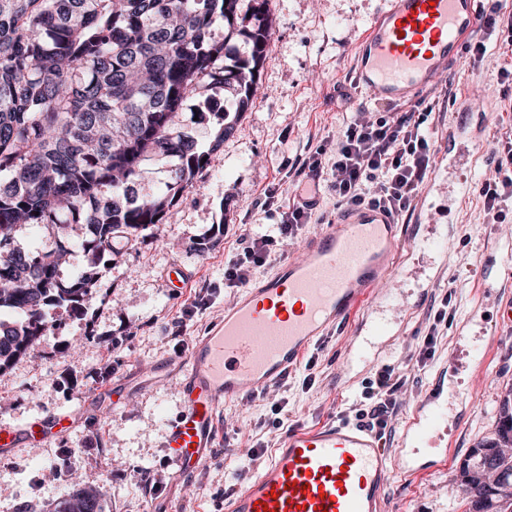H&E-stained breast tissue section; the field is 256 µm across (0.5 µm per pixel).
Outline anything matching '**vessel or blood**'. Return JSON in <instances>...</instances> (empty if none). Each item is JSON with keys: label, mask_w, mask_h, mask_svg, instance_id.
<instances>
[{"label": "vessel or blood", "mask_w": 512, "mask_h": 512, "mask_svg": "<svg viewBox=\"0 0 512 512\" xmlns=\"http://www.w3.org/2000/svg\"><path fill=\"white\" fill-rule=\"evenodd\" d=\"M479 21L476 0H388L357 44L354 82L379 104L416 100L460 57ZM401 234L397 217L383 208H340L307 238L302 258L282 260L244 287L223 317L190 338L173 372L180 411L164 440L176 476L210 461L224 403L257 397L287 378L336 327L356 317L363 335H392L387 321L359 313L400 264ZM79 413L1 422L0 455L49 445L79 426ZM446 421L440 391L429 392L401 437L405 476L447 468V449L425 462L412 453ZM391 474V456L375 432L332 418L291 429L263 469L225 498L224 512H382Z\"/></svg>", "instance_id": "obj_1"}]
</instances>
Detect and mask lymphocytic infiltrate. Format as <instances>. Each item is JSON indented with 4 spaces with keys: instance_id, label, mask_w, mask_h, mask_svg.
<instances>
[{
    "instance_id": "lymphocytic-infiltrate-1",
    "label": "lymphocytic infiltrate",
    "mask_w": 512,
    "mask_h": 512,
    "mask_svg": "<svg viewBox=\"0 0 512 512\" xmlns=\"http://www.w3.org/2000/svg\"><path fill=\"white\" fill-rule=\"evenodd\" d=\"M484 39L467 48L471 61H480L487 52L486 37L512 50V12L501 0H487L481 15ZM429 112H357L330 143V166L312 162L307 166L302 192L279 205V220L265 230H246L243 247L224 266V285L237 288L247 284L257 267L266 263L274 249L297 237L309 223L315 206L311 198L320 182H327L338 205H379L395 214L408 211L418 189L434 164L433 144L424 125ZM483 220L505 223L512 214V134L497 143L494 167L481 185ZM406 383L402 368L379 367L361 392L355 409L357 419L366 422L378 436H385L398 413Z\"/></svg>"
}]
</instances>
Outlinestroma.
Returning a JSON list of instances; mask_svg holds the SVG:
<instances>
[{
	"label": "stroma",
	"instance_id": "1",
	"mask_svg": "<svg viewBox=\"0 0 512 512\" xmlns=\"http://www.w3.org/2000/svg\"><path fill=\"white\" fill-rule=\"evenodd\" d=\"M385 7L386 0H268L273 35L258 91L240 113L235 134L176 204L175 219L144 231L135 244L112 255L84 298L82 315L56 310L55 326L41 336L35 352L0 371V421L7 422L74 409L87 393L117 380L126 386L120 408L102 407L59 442L0 456V512H19L26 504L34 512H53L78 487L102 489V512H222L225 498L254 474L243 466L248 450H257L260 463H267L291 428L348 416L363 383L384 364L404 366L407 376L387 448L397 449L412 411L437 384L454 396L448 436L434 446L452 442L447 469L394 476L385 512H475L463 465L470 448L494 434L500 402L512 389V329L499 322L512 287L498 282L485 291L480 267L485 255L501 252L512 240V226L484 223L478 191L497 141L512 131V85L499 79L500 68L512 65V52L495 46L476 65L461 56L423 93L434 110L427 131L435 145L447 140L465 97L484 136L470 149L472 169L462 172L475 191L464 197L440 192L430 210L399 218L407 235L418 224L447 225L450 245L444 258L414 250L402 273L379 284V292H395L382 309L395 336L376 341L371 362L345 383L342 360L357 336L355 326L338 327L288 378L258 398L224 405L220 444L212 461L193 474L173 478L164 448L165 423L180 410L179 387L172 377L156 382L157 366L173 361L186 339L220 318L236 297V289L224 285V263L238 248L244 227L258 230L275 222L276 213L265 206L268 191L294 195L298 168L320 144L335 137L358 109L378 111L351 74L359 38ZM336 209L334 193L321 186L310 224L256 268L255 277L271 273L286 257H300L307 236ZM176 274L186 277L185 287H173ZM444 292L451 295L448 320L438 327L431 357L423 360L418 352L429 331L428 309ZM473 316L482 318L490 349L481 366L458 333ZM450 365L455 373L449 377ZM277 401L283 404L278 414L272 411ZM58 469L68 472L67 480L54 478ZM138 471L160 480L140 483L134 477Z\"/></svg>",
	"mask_w": 512,
	"mask_h": 512
}]
</instances>
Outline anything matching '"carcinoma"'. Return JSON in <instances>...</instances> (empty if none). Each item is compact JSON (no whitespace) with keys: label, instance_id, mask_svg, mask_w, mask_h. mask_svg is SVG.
<instances>
[{"label":"carcinoma","instance_id":"obj_1","mask_svg":"<svg viewBox=\"0 0 512 512\" xmlns=\"http://www.w3.org/2000/svg\"><path fill=\"white\" fill-rule=\"evenodd\" d=\"M248 51L230 56L227 36ZM272 31L267 0H0V371L34 350L50 328L48 313L82 314L97 282V264L163 223L186 188L207 168L236 123L215 106L222 89L243 112ZM192 115L215 120L208 146L177 128ZM169 165L163 188L131 196L128 185L146 156ZM22 224L54 236L48 251L25 252L13 232ZM85 227L74 243L68 229ZM90 263L71 280L54 255L74 246ZM493 437L470 449L464 482L477 512H512V390L502 399ZM102 492L75 490L56 512H101Z\"/></svg>","mask_w":512,"mask_h":512}]
</instances>
